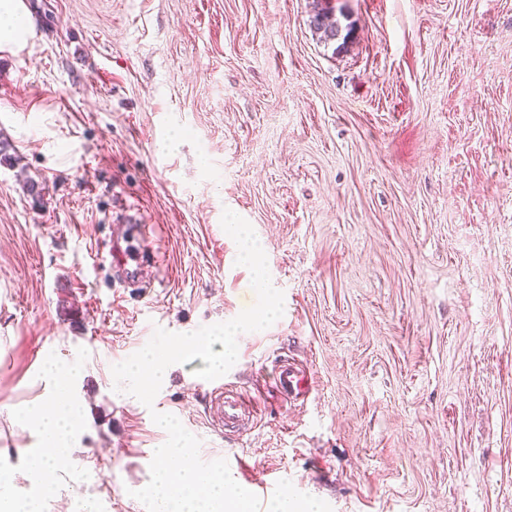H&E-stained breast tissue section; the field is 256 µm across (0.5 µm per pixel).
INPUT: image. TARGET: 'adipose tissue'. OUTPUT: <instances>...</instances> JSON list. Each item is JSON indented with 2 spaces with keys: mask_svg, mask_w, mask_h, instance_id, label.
<instances>
[{
  "mask_svg": "<svg viewBox=\"0 0 512 512\" xmlns=\"http://www.w3.org/2000/svg\"><path fill=\"white\" fill-rule=\"evenodd\" d=\"M31 33L20 0H0V48L24 46ZM23 426L37 439L26 450L30 487L13 492L10 469L0 468V512H43L45 499L56 493L54 464L69 456L82 437L79 413L56 398L29 408Z\"/></svg>",
  "mask_w": 512,
  "mask_h": 512,
  "instance_id": "ef3b65f1",
  "label": "adipose tissue"
}]
</instances>
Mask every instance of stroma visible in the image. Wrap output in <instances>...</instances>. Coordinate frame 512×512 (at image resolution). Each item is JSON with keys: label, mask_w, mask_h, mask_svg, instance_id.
Returning <instances> with one entry per match:
<instances>
[{"label": "stroma", "mask_w": 512, "mask_h": 512, "mask_svg": "<svg viewBox=\"0 0 512 512\" xmlns=\"http://www.w3.org/2000/svg\"><path fill=\"white\" fill-rule=\"evenodd\" d=\"M23 0L0 51V467L28 487L19 418L76 369L85 434L43 512H146L175 415L263 504L512 512V0ZM253 227L284 314L224 376L257 412L216 433L202 359L152 406L111 372L148 342L252 308L221 227ZM151 227L140 284L106 258ZM311 379L276 390L273 360ZM21 0L0 1V48L24 46L33 37L25 14L21 11ZM27 35V36H26ZM26 36V37H25ZM332 7L323 6L322 1L316 0L313 13L310 16V27L318 34L325 44L335 43L342 40L337 47L343 46L347 40V34L343 35L344 30L339 18H332Z\"/></svg>", "instance_id": "stroma-1"}]
</instances>
